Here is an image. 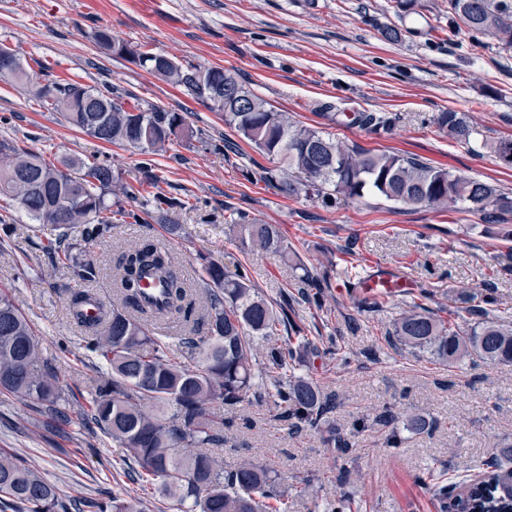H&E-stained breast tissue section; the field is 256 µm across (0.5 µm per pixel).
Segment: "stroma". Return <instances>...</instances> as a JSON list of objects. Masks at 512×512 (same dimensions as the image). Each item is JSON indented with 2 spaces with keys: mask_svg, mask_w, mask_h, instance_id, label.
Returning a JSON list of instances; mask_svg holds the SVG:
<instances>
[{
  "mask_svg": "<svg viewBox=\"0 0 512 512\" xmlns=\"http://www.w3.org/2000/svg\"><path fill=\"white\" fill-rule=\"evenodd\" d=\"M103 23L130 47L224 68L298 124L512 194V168L493 151L512 139V51H502L495 37L460 31L448 0H416L408 13L391 0H0V42L23 63L45 66L30 82L0 81V138L49 160L107 162L131 187L157 174L165 191L192 203L163 222L120 226L91 246L100 274L89 284L46 253L52 225L34 232L17 210L0 208L13 227L0 241V289L26 314L67 396L62 417L52 419L0 393V452L38 468L72 504L137 495L142 512H158L156 495H140L119 448L83 419L106 366L86 351L68 301L86 290L111 305L118 258L142 238L169 250L190 287L200 285L197 257L204 254L245 268L267 300H279L292 270L280 257L240 248L227 219L243 210L280 225L314 274L331 280L319 305L295 303L294 320L306 336L335 338L338 351L306 356L299 372L334 398L329 419L351 447L339 457L319 432L288 433L270 405L249 397L223 411L228 447L218 456L225 468L248 456L274 470L288 492V512H323L344 491L353 496L351 512H440L426 477L478 478L490 449L512 443V365L467 360L450 369L390 345L388 332L421 301L460 327L472 322L476 305L512 322V216L492 223L459 208L410 209L371 195L333 208L285 196L261 178L269 160L240 142L221 113L101 50L93 33ZM392 28L400 39L387 38ZM50 74L86 86L107 82L129 104L185 113L194 138L143 154L89 137L35 98L34 87ZM448 110L464 113L475 128L470 142L449 138L434 123ZM340 112H386L394 122L375 132L345 127L336 122ZM169 223L181 225L180 236L166 233ZM348 262L363 277L377 268L402 271L410 288L368 308L357 282L340 277ZM408 413L424 415L430 428L404 431ZM395 431L401 442L393 448L386 441Z\"/></svg>",
  "mask_w": 512,
  "mask_h": 512,
  "instance_id": "35a3bbf8",
  "label": "stroma"
}]
</instances>
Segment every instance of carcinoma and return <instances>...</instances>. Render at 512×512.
<instances>
[{"label":"carcinoma","instance_id":"1","mask_svg":"<svg viewBox=\"0 0 512 512\" xmlns=\"http://www.w3.org/2000/svg\"><path fill=\"white\" fill-rule=\"evenodd\" d=\"M448 13L473 34H489L512 48V0H448ZM93 38L114 57L128 58L153 75L180 87L193 99L224 113V124L240 140L276 161L263 180L277 183L290 197H315L331 207L339 200L366 194L406 207L449 208L469 204L494 217L512 215V194L494 185L454 174L418 158L374 152L348 144L311 127L288 121L284 113L245 88L220 67L182 64L175 58L131 48L99 26ZM0 80L19 83L29 73L14 49L0 43ZM51 110L67 123L106 143H119L143 154L164 151L193 131L185 117L158 105H130L112 86L99 88L58 79L36 89ZM382 113L353 112L346 125L379 128ZM448 137L469 142L473 129L464 114L441 112L436 118ZM140 185L153 188L141 197V210L112 209L107 197L122 190L112 166L98 160L67 157L55 164L43 156L0 139V201L25 213L34 224H51L61 255L74 276L96 280L97 266L71 243L79 230L82 243L97 244L121 224L170 210L188 201L167 196L160 178L148 175ZM244 248L257 246L293 261L295 280L315 284V274L296 255L276 224H260L240 211L230 218ZM201 296L174 270L171 253L144 238L120 255L112 281L117 304L108 309L87 292L71 296L69 310L83 327L85 348L108 366V377L89 400L86 423L95 425L137 467L139 480L185 512H265V501L285 497L270 469L242 459L224 469L213 450L224 447V417L214 404L235 406L250 395L271 399L287 430H325L327 448L349 451V442L326 414L335 407L313 383L295 373L297 351L319 352L291 318L295 299L288 293L269 303L243 268L231 272L208 258L201 263ZM198 319L178 343L170 345L156 326L160 318ZM465 328L415 304L393 323L392 338L418 356L453 368L466 359L512 364V326L474 311ZM284 328L288 347L273 349L258 362L254 339ZM0 392L45 413L59 414L64 400L58 371L40 355L29 320L6 289H0ZM512 444L492 449L485 465L492 473L469 487V506L480 512H512ZM20 503L25 512H69L66 503L40 470L10 454H0V507ZM96 512H138L135 497L91 499Z\"/></svg>","mask_w":512,"mask_h":512}]
</instances>
